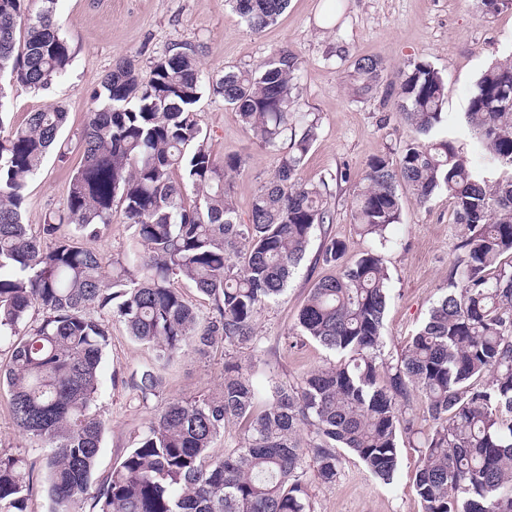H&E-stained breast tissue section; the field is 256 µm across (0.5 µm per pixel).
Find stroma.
I'll return each mask as SVG.
<instances>
[{
  "instance_id": "35a3bbf8",
  "label": "stroma",
  "mask_w": 512,
  "mask_h": 512,
  "mask_svg": "<svg viewBox=\"0 0 512 512\" xmlns=\"http://www.w3.org/2000/svg\"><path fill=\"white\" fill-rule=\"evenodd\" d=\"M62 31L74 49L68 75L48 92L15 91L7 105L14 121L50 103L68 112L61 141L66 158L50 154L30 182L23 221L43 224L63 201L72 171L80 159V132L93 107L102 78L122 57L135 59L148 72L154 59L173 44H200L204 72L251 69L274 50L288 48L301 61L299 108L315 113L318 137L301 177L327 183L333 212L332 234L345 241L346 260L367 249L352 222L350 199L369 158L418 140L396 109L397 87L384 83L368 99L353 97L349 76L362 56L381 60L389 70L423 61L435 67L448 85L444 130L466 155H474L477 140L466 123L470 90L492 63L512 55V7L487 16L482 0H290L287 10L265 32H250L224 0H59ZM194 111L216 161L240 156L244 165L231 174L233 201L240 223H247L253 196L275 173L282 153L264 147L222 98L203 94ZM350 176L336 179L337 172ZM447 192L426 204L404 196L402 221L390 226L382 254L389 280L390 302L384 317V352L397 360L410 337L427 319L448 286V274L462 235ZM131 230L121 208H113L111 224L102 226L87 247L105 260L121 257ZM318 246L310 244L305 259L290 278L284 293L264 306L256 318L261 352L242 348L238 363L253 367L254 380L266 385L269 377L295 382L307 371L336 362L337 355L300 336L297 315L314 281L326 270L317 266ZM152 356L148 346L133 342L121 322H113L100 365L103 391L98 406L106 428L97 458L95 483H103L146 430L162 401L194 399L219 393L224 387V354L187 352L163 372L160 395L138 399L130 386L132 374ZM11 394L0 385V451L38 460L46 448L22 437L10 411ZM420 459L408 438L399 443V468L392 484H384L353 455H346L336 484H309L311 512H421L413 488Z\"/></svg>"
}]
</instances>
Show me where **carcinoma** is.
I'll use <instances>...</instances> for the list:
<instances>
[{
    "mask_svg": "<svg viewBox=\"0 0 512 512\" xmlns=\"http://www.w3.org/2000/svg\"><path fill=\"white\" fill-rule=\"evenodd\" d=\"M57 3L0 0V78L8 79L0 82V344L8 349L0 383L10 389L18 432L52 448L44 464L51 512H83L89 500L95 512H311L307 473L336 483L341 449L378 480L393 481L399 436L418 434L415 391L434 422L418 443L421 512H512V58L490 65L474 85L465 112L481 144L474 159L434 134L448 98L441 74L424 62L397 73L399 115L426 140L367 162L353 223L361 236L383 241L401 221L403 194L426 203L445 191L464 228L448 292L397 362L384 354L383 256L368 248L344 263V241L326 232L316 263L331 273L314 282L297 326L341 359L292 384L271 377L261 390L231 352L261 351L259 309L285 290L314 229L332 222L326 184L300 177L318 129L311 114L297 117L300 58L281 48L255 69L206 77L199 46L186 41L145 76L132 59L116 63L95 92L62 207L35 232L23 223L27 187L68 112L50 103L13 124L7 87L48 91L68 74L73 48ZM228 3L259 34L289 0ZM384 71L374 58L357 59L354 95L372 96ZM205 87L262 145L289 141L247 224L237 220L228 179L242 159L217 163L193 112ZM116 202L131 242L108 267L78 239L111 223ZM241 247L239 268L231 256ZM183 280L209 308L174 287ZM114 318L154 351L134 384L141 401L158 396L160 370L188 350L224 348V388L168 399L94 488L105 430L100 364ZM231 420L245 423L243 438L212 455ZM34 469L0 453V512H27Z\"/></svg>",
    "mask_w": 512,
    "mask_h": 512,
    "instance_id": "1",
    "label": "carcinoma"
}]
</instances>
